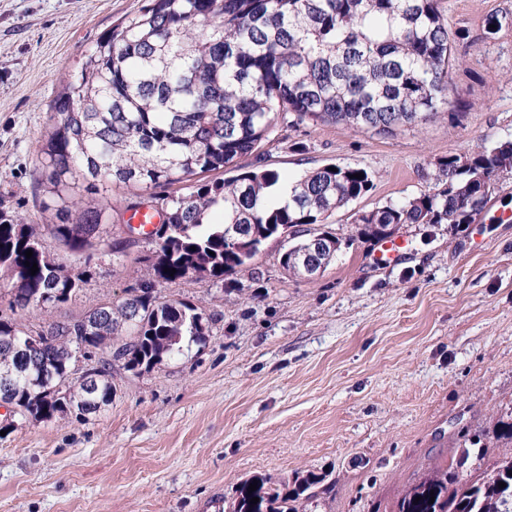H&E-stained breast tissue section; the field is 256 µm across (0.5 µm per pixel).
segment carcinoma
<instances>
[{
    "mask_svg": "<svg viewBox=\"0 0 512 512\" xmlns=\"http://www.w3.org/2000/svg\"><path fill=\"white\" fill-rule=\"evenodd\" d=\"M440 2L151 0L97 42L57 97L39 147L36 181L49 198L43 223L0 215V301L12 312L0 315V386L13 416L81 420L112 401L114 363L150 369L187 344L206 343L212 317L160 299V281H222L282 236L292 244L280 264L301 276L297 246L316 234L335 236L320 226L370 190L368 172L324 165L288 181L242 160L259 157L288 115L389 135L447 114L459 62L454 43L468 32L449 36ZM438 166L433 191L359 215L364 235L377 237L375 224L472 223L496 178L512 174V141L450 154ZM225 170L236 175L198 180ZM116 187L149 192L163 214L161 227L148 234L157 244L148 278L121 300L40 327L37 335L48 331L53 342L29 347L31 329L16 314L57 309L83 282L43 241L75 253L104 245L125 256L123 242L107 239V225L128 228L112 223L107 194ZM233 224L251 240L248 250L226 237ZM27 261L37 263L36 274ZM80 342L112 350V359L98 361L89 379L71 382L69 351ZM464 442L469 447L456 465L435 467L408 486L394 512H512V455L466 478L469 448L486 453L488 445L482 433ZM335 488L327 473L309 472L291 488L248 479L231 512H300ZM254 497L259 502L252 504Z\"/></svg>",
    "mask_w": 512,
    "mask_h": 512,
    "instance_id": "1",
    "label": "carcinoma"
}]
</instances>
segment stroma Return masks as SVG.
Listing matches in <instances>:
<instances>
[{"mask_svg": "<svg viewBox=\"0 0 512 512\" xmlns=\"http://www.w3.org/2000/svg\"><path fill=\"white\" fill-rule=\"evenodd\" d=\"M148 0H0V214L38 223L33 171L47 117L84 54ZM461 63L448 113L390 136L281 122L261 165L294 179L365 168L369 192L332 212L341 240L315 278L288 275L280 240L215 283H158L164 300L213 316L205 345L140 372L112 367L111 403L79 420H27L0 435V512H230L254 477L294 485L329 472L307 512H390L430 469L457 462L463 429L512 414V176L470 224H402L379 262L359 214L431 191L439 160L512 140V25L483 21L512 0H442ZM55 257L84 274L72 300L24 315L62 321L137 287L155 242Z\"/></svg>", "mask_w": 512, "mask_h": 512, "instance_id": "1", "label": "stroma"}]
</instances>
